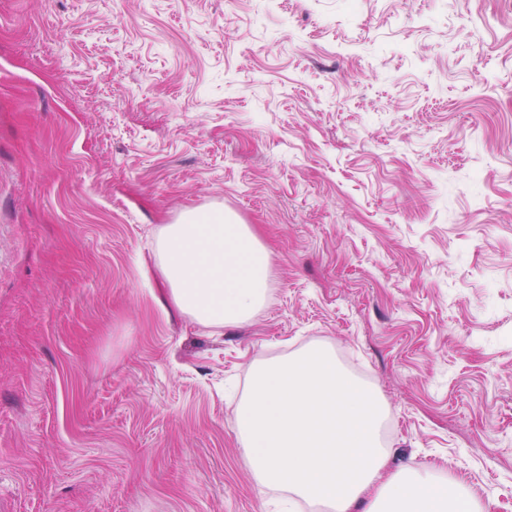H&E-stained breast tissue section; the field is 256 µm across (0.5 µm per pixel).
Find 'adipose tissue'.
Instances as JSON below:
<instances>
[{
	"mask_svg": "<svg viewBox=\"0 0 512 512\" xmlns=\"http://www.w3.org/2000/svg\"><path fill=\"white\" fill-rule=\"evenodd\" d=\"M173 306L207 326L237 325L263 306L269 257L223 212H190L155 239ZM380 402L325 346L251 369L237 429L254 477L329 512H482L460 484L427 470L383 476Z\"/></svg>",
	"mask_w": 512,
	"mask_h": 512,
	"instance_id": "obj_1",
	"label": "adipose tissue"
}]
</instances>
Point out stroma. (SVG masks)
Segmentation results:
<instances>
[{"label": "stroma", "mask_w": 512, "mask_h": 512, "mask_svg": "<svg viewBox=\"0 0 512 512\" xmlns=\"http://www.w3.org/2000/svg\"><path fill=\"white\" fill-rule=\"evenodd\" d=\"M207 209L271 258L241 325L156 264ZM313 344L386 473L512 512V0H0V512H317L237 435Z\"/></svg>", "instance_id": "35a3bbf8"}]
</instances>
